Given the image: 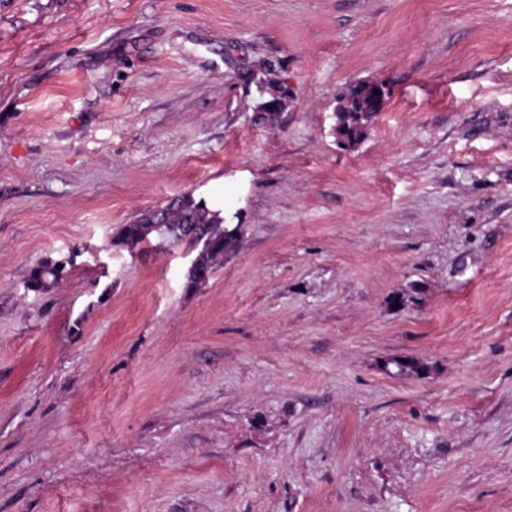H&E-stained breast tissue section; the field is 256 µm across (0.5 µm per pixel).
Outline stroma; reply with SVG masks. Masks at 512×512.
<instances>
[{
  "label": "stroma",
  "instance_id": "obj_1",
  "mask_svg": "<svg viewBox=\"0 0 512 512\" xmlns=\"http://www.w3.org/2000/svg\"><path fill=\"white\" fill-rule=\"evenodd\" d=\"M0 512H512V0H0ZM344 111L339 112L338 132L352 143L363 135L368 121L376 111L370 108L366 100L354 102ZM156 207L144 210L129 224L121 225L117 232L121 244L138 243L157 249L160 241L173 247L184 245L197 250L199 269L210 276L224 256L237 248L241 225H224L221 211L211 209L206 201L183 193ZM158 208H163L167 214L159 232L151 224L153 211L158 218L163 216L155 211ZM204 243L206 249H200ZM67 263L68 261L46 259L29 271L25 282L31 291H47L55 288L64 276ZM57 264H61L62 268L58 269Z\"/></svg>",
  "mask_w": 512,
  "mask_h": 512
}]
</instances>
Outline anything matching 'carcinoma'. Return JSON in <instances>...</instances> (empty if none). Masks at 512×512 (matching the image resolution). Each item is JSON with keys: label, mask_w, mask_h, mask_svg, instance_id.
Instances as JSON below:
<instances>
[{"label": "carcinoma", "mask_w": 512, "mask_h": 512, "mask_svg": "<svg viewBox=\"0 0 512 512\" xmlns=\"http://www.w3.org/2000/svg\"><path fill=\"white\" fill-rule=\"evenodd\" d=\"M374 114L367 101L352 103L339 113L338 132L349 142L357 141ZM167 218L160 228L151 224L153 209L141 212L135 220L123 224L117 232L120 242L128 245L138 243L158 246H181L194 250L198 255L201 272L211 274L224 260V256L237 248L241 225L229 226L224 223L221 211L210 208L206 201L183 193L161 205ZM66 262L46 259L34 266L26 279L32 291H47L58 286L64 276V269L57 265Z\"/></svg>", "instance_id": "cac0c4a2"}]
</instances>
